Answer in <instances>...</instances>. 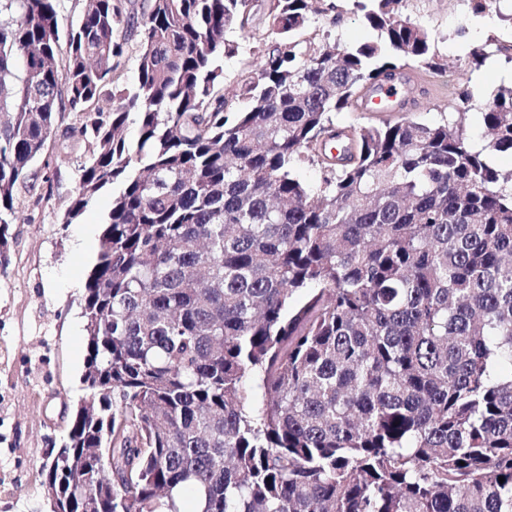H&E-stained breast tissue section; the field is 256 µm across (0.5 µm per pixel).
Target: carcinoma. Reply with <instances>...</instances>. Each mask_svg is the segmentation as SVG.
I'll list each match as a JSON object with an SVG mask.
<instances>
[{"mask_svg": "<svg viewBox=\"0 0 512 512\" xmlns=\"http://www.w3.org/2000/svg\"><path fill=\"white\" fill-rule=\"evenodd\" d=\"M314 2L83 0L63 54L60 0H0V267L56 113L88 148L63 223L112 192L60 512H512V171L485 158L512 152V87L480 150L469 89L443 123L337 125L444 64L406 0H353L354 46L299 39ZM260 29L234 111L218 62ZM126 38L128 39V41L125 46L124 54L119 60V70L122 73L123 83L127 86H132L137 82L138 78V62L136 53V43L138 41V37L136 35V32L128 31L126 34Z\"/></svg>", "mask_w": 512, "mask_h": 512, "instance_id": "1", "label": "carcinoma"}]
</instances>
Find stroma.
Segmentation results:
<instances>
[{"mask_svg":"<svg viewBox=\"0 0 512 512\" xmlns=\"http://www.w3.org/2000/svg\"><path fill=\"white\" fill-rule=\"evenodd\" d=\"M408 12L431 29L434 50L447 64L437 75L415 71L411 114L443 122L449 103L472 89L480 102L469 111L468 131L481 141L480 104L512 85V60L496 52L478 65L465 60L487 38L512 42V24L474 16L463 0H409ZM76 124L74 114L58 115L34 165L50 184L38 196L19 193L25 220L10 225L9 264L0 268V512H49L43 464L66 444L71 415L85 395L82 286L112 196H99L79 223H63L86 155L73 135Z\"/></svg>","mask_w":512,"mask_h":512,"instance_id":"obj_1","label":"stroma"}]
</instances>
